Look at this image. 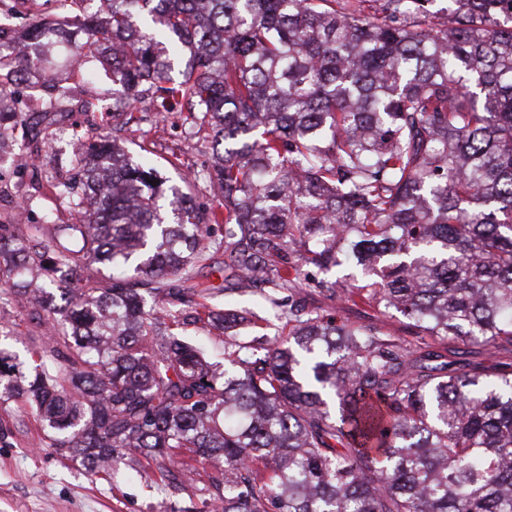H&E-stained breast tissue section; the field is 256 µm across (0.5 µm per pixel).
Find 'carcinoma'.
Segmentation results:
<instances>
[{"instance_id": "obj_1", "label": "carcinoma", "mask_w": 512, "mask_h": 512, "mask_svg": "<svg viewBox=\"0 0 512 512\" xmlns=\"http://www.w3.org/2000/svg\"><path fill=\"white\" fill-rule=\"evenodd\" d=\"M130 101L178 99L206 130L200 209L153 159L112 141L57 184L73 224H0V310L44 328L30 366L0 329V404L28 406L49 447L96 475L135 454L167 485L186 453L224 464L216 512H512V0H58ZM38 33L0 49V91L48 78ZM186 55L180 78L174 61ZM168 195L175 221L158 215ZM224 246V287L258 288L288 339H236L224 370L184 330L226 336L253 310L210 305L190 270ZM318 288L336 312L281 298ZM364 307L405 319L412 344ZM459 356L466 361L481 363L485 366H493L499 362H509L512 354L510 355L504 351H496L480 345H468L462 347Z\"/></svg>"}]
</instances>
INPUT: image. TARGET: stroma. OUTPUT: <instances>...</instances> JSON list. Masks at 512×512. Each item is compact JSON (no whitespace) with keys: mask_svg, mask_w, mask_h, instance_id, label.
<instances>
[{"mask_svg":"<svg viewBox=\"0 0 512 512\" xmlns=\"http://www.w3.org/2000/svg\"><path fill=\"white\" fill-rule=\"evenodd\" d=\"M57 12L55 0H0V24L13 25L20 35L33 20L51 18ZM73 54L74 44L67 40L48 48L58 78L72 86L73 97L41 124L47 139L39 154L43 175L39 189H31L27 168L0 171V224L11 223L14 210L25 202L30 205L29 223L41 222L47 215L56 224L73 221L54 184L71 175L75 139L95 143L112 130V116L107 112L112 105L111 70L92 58L83 70L73 69ZM156 104L153 98L138 104L141 121L126 132L125 146L134 158L149 149L159 178L169 186L199 169L208 156L193 128L175 112L163 119L156 117ZM224 260V253H217L195 266L191 274L196 281L218 286V307L259 309L258 293L223 288ZM0 422L16 432L10 443H0V512H211L202 486L216 474V462L187 461L189 476L175 487L145 481L138 473L139 463L129 456L109 475L94 479L80 463L49 448L29 409L11 402L0 405Z\"/></svg>","mask_w":512,"mask_h":512,"instance_id":"stroma-1","label":"stroma"}]
</instances>
